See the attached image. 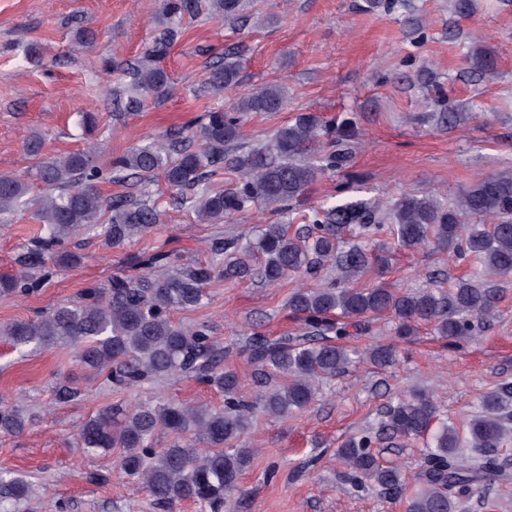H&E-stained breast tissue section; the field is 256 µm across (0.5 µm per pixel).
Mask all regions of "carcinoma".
Masks as SVG:
<instances>
[{"label":"carcinoma","mask_w":512,"mask_h":512,"mask_svg":"<svg viewBox=\"0 0 512 512\" xmlns=\"http://www.w3.org/2000/svg\"><path fill=\"white\" fill-rule=\"evenodd\" d=\"M243 0H211L216 18L233 19ZM177 31L162 32L138 64L127 68L131 94L125 108L139 112L150 97L168 89V75L156 63ZM240 61L225 55L213 64L206 88L221 95L240 84ZM287 90L271 85L241 98L236 111L214 110L205 121L185 130L198 139L195 149L172 144L173 155L151 145H135L101 167L90 152H70L41 159L34 180L47 193L36 201L40 233L33 236L19 260L18 273L0 277V297H20L37 291L49 278L48 265L75 266L82 256L69 248L77 236L101 237L120 248L152 232L160 222V204L148 192L132 201L122 196L105 199L98 189L104 179L129 176L148 180L161 174L176 190V201L201 224L224 220L252 208L280 215L317 176L338 167L339 143L354 133L345 118L337 129L323 125L311 112L298 114L280 127L268 149H252L226 159V147L240 137L246 112H277L286 105ZM239 172L238 181L224 187V163ZM30 182L15 174H0V221L6 223L27 203ZM345 224L376 235L386 229L394 242L408 250L430 247L452 250L479 263L487 280L461 277L452 287L397 291L382 284L355 288L372 269L368 254L358 246L340 245ZM212 262L193 269L178 267L169 251L143 252L133 259L141 272L114 276L108 284L86 287L80 300L55 306L34 319L0 326V335L17 349L67 343L78 348L81 365L101 377L115 393L151 386L181 375L224 395L214 409L163 401L134 408L120 404L85 421L76 433L86 452L123 449L120 473L137 481L164 512L183 501L205 512H224L227 499L240 491L239 480L250 466L254 449L244 438L258 409L285 418L317 400L320 381L345 371L360 357L386 367L396 360L392 345L359 352L341 343L348 327L387 314L398 323V335L410 336L421 324L457 343L482 332L483 321L496 310L500 289L490 278L512 277V168L484 176L464 189L455 204L437 196L405 194L393 205L391 224L381 222L380 210L369 200L325 202L310 223L289 233V225L261 224L253 237H217L211 244ZM328 266L336 279L310 288H296L288 309L302 322L301 333L271 340L253 333L240 351L253 364L254 400L239 395V377L220 367L222 359L210 327H191L174 320V313L204 304L205 284L259 280L275 286L289 278L315 275ZM280 374L286 383L267 388V379ZM512 405V381H504L482 397L481 412L468 423L466 446L455 427L441 424L433 434L420 470L407 474L384 464L374 445L395 437L421 436L437 417L432 393L418 388L385 409L376 432L345 440L336 450L353 490L378 488L401 495L409 483L415 493L405 512H462V504L486 487L509 480V454L504 449L512 430L506 412ZM27 426L22 410L0 399V433L16 434ZM167 444L156 448L158 436ZM32 495L28 482L0 474V512Z\"/></svg>","instance_id":"obj_1"}]
</instances>
